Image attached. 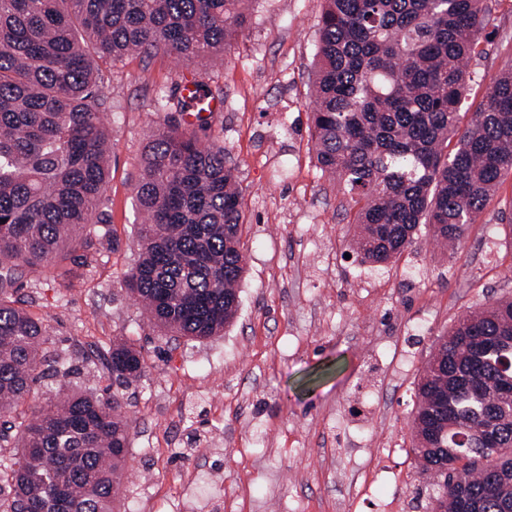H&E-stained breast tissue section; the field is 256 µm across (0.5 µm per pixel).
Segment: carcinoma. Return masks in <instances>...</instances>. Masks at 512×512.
Listing matches in <instances>:
<instances>
[{
    "mask_svg": "<svg viewBox=\"0 0 512 512\" xmlns=\"http://www.w3.org/2000/svg\"><path fill=\"white\" fill-rule=\"evenodd\" d=\"M249 0H0V512H112L128 421L117 396L71 390L18 409L40 381L46 320L17 305L20 280L82 258L108 183L99 63L164 53L190 62L226 49ZM487 0H324L311 141L321 174L358 196L352 248L382 265L413 242L459 243L512 172V71L497 75L460 127ZM146 220L125 280L155 327L201 342L224 332L244 273L241 193L224 147L165 122L134 186ZM416 387L419 472L446 488L444 512H512V298L467 312ZM134 345L112 347L110 364Z\"/></svg>",
    "mask_w": 512,
    "mask_h": 512,
    "instance_id": "cac0c4a2",
    "label": "carcinoma"
}]
</instances>
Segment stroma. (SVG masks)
Instances as JSON below:
<instances>
[{
	"instance_id": "1",
	"label": "stroma",
	"mask_w": 512,
	"mask_h": 512,
	"mask_svg": "<svg viewBox=\"0 0 512 512\" xmlns=\"http://www.w3.org/2000/svg\"><path fill=\"white\" fill-rule=\"evenodd\" d=\"M488 4L467 113L512 69V0ZM321 9L252 0L206 66L133 54L101 71L106 235L69 274L24 277L15 298L50 334L29 406L65 384L104 392L113 344L143 349L144 373L121 399L131 429L115 512H430L433 480L412 450L415 387L437 336L468 308L512 298V172L456 250L422 231L388 264L348 259L357 206L321 178L309 136ZM188 80L223 104L198 135L223 146L242 195L239 309L202 342L162 335L124 286L138 258L140 156L163 119L184 120Z\"/></svg>"
}]
</instances>
